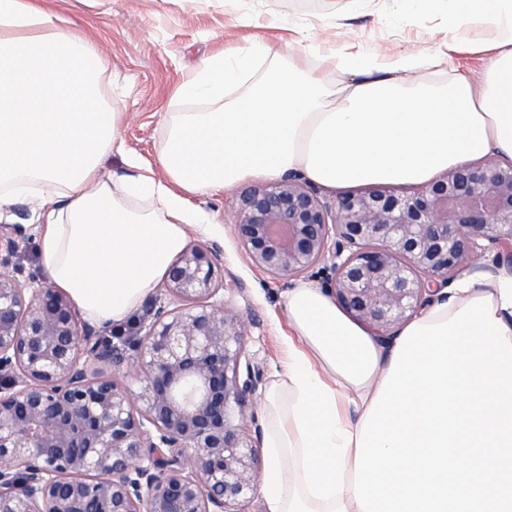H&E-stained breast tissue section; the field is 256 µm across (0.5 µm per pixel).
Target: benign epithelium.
I'll list each match as a JSON object with an SVG mask.
<instances>
[{
    "label": "benign epithelium",
    "instance_id": "obj_1",
    "mask_svg": "<svg viewBox=\"0 0 512 512\" xmlns=\"http://www.w3.org/2000/svg\"><path fill=\"white\" fill-rule=\"evenodd\" d=\"M232 224L276 279L325 269L336 305L386 345L460 272L512 268V161L334 202L292 175L242 194ZM219 252L184 250L163 284L173 308L149 306L115 342L0 236V512H250L260 429L247 409L264 372Z\"/></svg>",
    "mask_w": 512,
    "mask_h": 512
}]
</instances>
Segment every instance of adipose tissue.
Masks as SVG:
<instances>
[{"label": "adipose tissue", "instance_id": "obj_1", "mask_svg": "<svg viewBox=\"0 0 512 512\" xmlns=\"http://www.w3.org/2000/svg\"><path fill=\"white\" fill-rule=\"evenodd\" d=\"M445 51L383 56L309 43L319 67L250 46L207 58L178 89L215 107L169 124L160 173L101 176L122 115L101 88L104 61L41 0H0V209L38 211L40 263L84 319L119 325L211 218L194 200L261 177L298 173L327 187L424 184L489 155L512 158V0H443ZM478 26L494 30L477 42ZM484 55L480 82H417L448 54ZM339 81H330L332 73ZM420 316L448 321L488 296L512 339V271L463 277ZM293 335L263 405L266 512H362L353 493L356 439L393 358L324 289L285 296Z\"/></svg>", "mask_w": 512, "mask_h": 512}]
</instances>
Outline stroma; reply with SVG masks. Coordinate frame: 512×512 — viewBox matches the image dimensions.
Instances as JSON below:
<instances>
[{
    "instance_id": "1",
    "label": "stroma",
    "mask_w": 512,
    "mask_h": 512,
    "mask_svg": "<svg viewBox=\"0 0 512 512\" xmlns=\"http://www.w3.org/2000/svg\"><path fill=\"white\" fill-rule=\"evenodd\" d=\"M43 6L67 19L103 56V93L124 114L123 148L112 151L103 170L133 175L158 170L173 113L208 109V102L183 101L176 92L212 55L266 45L298 55L313 70L317 61L301 49L311 40L336 49L359 44L382 55H420L445 49L448 34L440 9L403 13L396 0H44ZM259 184L254 178L198 198L214 223L208 233H191L189 242L218 244L225 279L241 282L230 304L244 317L246 350L269 382L286 357L283 297L293 282L273 279L253 264L230 222L241 193Z\"/></svg>"
}]
</instances>
